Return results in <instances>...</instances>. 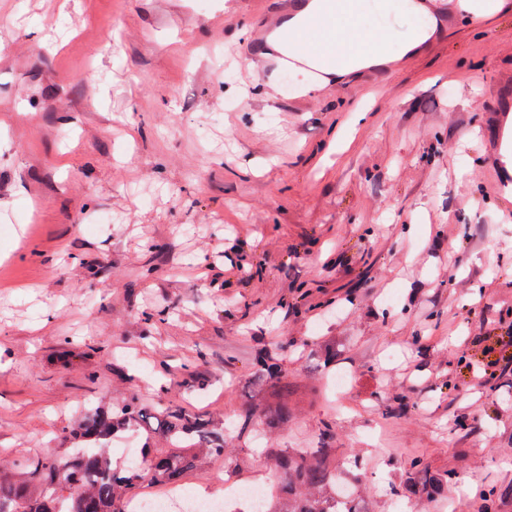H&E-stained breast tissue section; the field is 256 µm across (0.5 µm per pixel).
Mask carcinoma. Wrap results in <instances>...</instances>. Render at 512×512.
<instances>
[{
  "label": "carcinoma",
  "mask_w": 512,
  "mask_h": 512,
  "mask_svg": "<svg viewBox=\"0 0 512 512\" xmlns=\"http://www.w3.org/2000/svg\"><path fill=\"white\" fill-rule=\"evenodd\" d=\"M257 372L265 378L272 401L249 404L244 420L261 419L262 435H272L294 416L290 383L270 350L256 358ZM129 430L143 438L145 467L127 469L112 460V440ZM67 443L58 455L42 454L14 460L9 475L0 479V512H124L123 505L137 498L144 482L158 487L185 484L186 478L224 459V416L199 417L179 405L154 407L150 414L136 397L90 406L63 430ZM320 448H263L276 471L282 493L268 512H371V491L353 473L356 461L336 464V429L326 424ZM164 441L165 448L156 447ZM452 477L433 478L423 462L412 459L402 480L392 487L395 497L409 492L420 503L448 493ZM512 486L492 484L484 489L480 512H494Z\"/></svg>",
  "instance_id": "carcinoma-1"
}]
</instances>
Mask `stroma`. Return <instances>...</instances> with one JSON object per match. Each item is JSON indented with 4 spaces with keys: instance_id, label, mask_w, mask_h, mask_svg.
Instances as JSON below:
<instances>
[{
    "instance_id": "obj_1",
    "label": "stroma",
    "mask_w": 512,
    "mask_h": 512,
    "mask_svg": "<svg viewBox=\"0 0 512 512\" xmlns=\"http://www.w3.org/2000/svg\"><path fill=\"white\" fill-rule=\"evenodd\" d=\"M220 2L0 0V454L60 450L87 401L181 402L190 366L237 479L277 482L238 428L253 357L279 342L297 389L279 447H317L331 423L373 512H395L416 457L457 481L426 512H473L477 486L512 484V376L470 392L445 374L512 308V196L495 191L512 171L491 118L512 101V7L451 23L456 0H366L361 29L402 63L299 98L298 76L247 75L243 38L284 0ZM237 238L264 256L253 284L198 280ZM163 308L142 339L138 313ZM332 338L340 393L320 355ZM401 395L417 410L390 417Z\"/></svg>"
}]
</instances>
